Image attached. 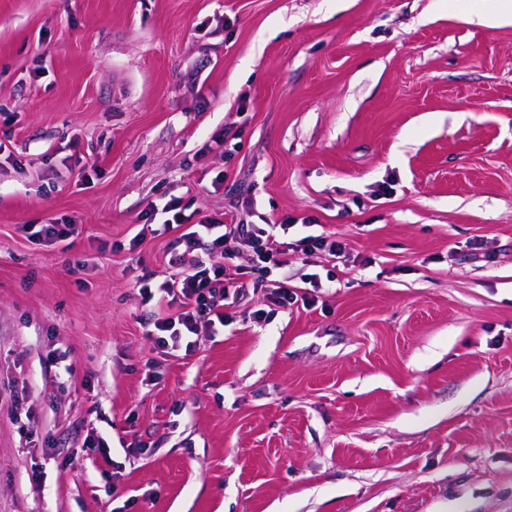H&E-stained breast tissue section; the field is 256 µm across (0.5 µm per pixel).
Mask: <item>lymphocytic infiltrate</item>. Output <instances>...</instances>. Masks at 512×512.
Returning a JSON list of instances; mask_svg holds the SVG:
<instances>
[{
  "mask_svg": "<svg viewBox=\"0 0 512 512\" xmlns=\"http://www.w3.org/2000/svg\"><path fill=\"white\" fill-rule=\"evenodd\" d=\"M162 211L167 215L165 229L178 231L185 251L170 256V273L164 279L146 273L136 280L135 288L142 302L159 299L173 310L172 315L154 318L150 332L153 343L167 354H193L200 337L231 321L230 311L243 289L259 290L263 296L261 308L253 312L257 319L268 307L285 310L298 303L311 305V290L319 286V276H312L310 292L302 294L285 282L271 279V272L286 266L292 252H322L336 258L344 251L342 241L326 231L290 244L281 242L280 233L288 229L284 221L244 224L232 212L220 218L197 219L178 198L169 200ZM237 239L245 240L252 250L247 263H235L227 248L228 242Z\"/></svg>",
  "mask_w": 512,
  "mask_h": 512,
  "instance_id": "lymphocytic-infiltrate-1",
  "label": "lymphocytic infiltrate"
}]
</instances>
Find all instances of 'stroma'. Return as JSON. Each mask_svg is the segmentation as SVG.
I'll use <instances>...</instances> for the list:
<instances>
[{"label": "stroma", "instance_id": "1", "mask_svg": "<svg viewBox=\"0 0 512 512\" xmlns=\"http://www.w3.org/2000/svg\"><path fill=\"white\" fill-rule=\"evenodd\" d=\"M502 4L0 0V512H512ZM173 197L345 250L273 271L314 306L246 290L169 355L131 282ZM24 230L28 237L35 241L54 244L73 236L76 224H72L70 221L61 222V224L58 222L54 224H25Z\"/></svg>", "mask_w": 512, "mask_h": 512}]
</instances>
